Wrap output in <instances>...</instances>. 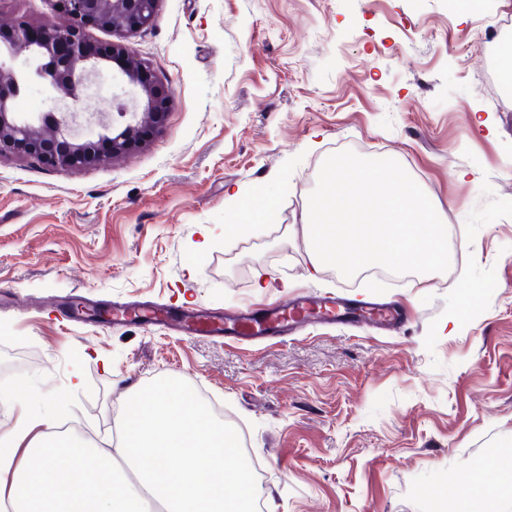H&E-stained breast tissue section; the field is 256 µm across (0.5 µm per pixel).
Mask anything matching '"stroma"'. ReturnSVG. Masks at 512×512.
<instances>
[{
  "label": "stroma",
  "mask_w": 512,
  "mask_h": 512,
  "mask_svg": "<svg viewBox=\"0 0 512 512\" xmlns=\"http://www.w3.org/2000/svg\"><path fill=\"white\" fill-rule=\"evenodd\" d=\"M508 21L512 0H160L124 39L171 93L158 133L72 171L0 157V289L22 297L0 305V431L35 413L110 451L131 392L176 379L244 428L260 512H434L441 490L445 512H512V95L478 46ZM117 94L139 111L104 69L82 108ZM343 150L422 184L449 272L312 271L303 216ZM307 290L411 319L227 344L56 312L74 297L221 313Z\"/></svg>",
  "instance_id": "1"
}]
</instances>
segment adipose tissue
<instances>
[{
	"mask_svg": "<svg viewBox=\"0 0 512 512\" xmlns=\"http://www.w3.org/2000/svg\"><path fill=\"white\" fill-rule=\"evenodd\" d=\"M137 413L121 410V446L111 454L60 440L27 416L0 434V512H247L248 469L229 451L223 425L208 420L178 381L137 393ZM41 463H17L19 451ZM76 464L59 480V454Z\"/></svg>",
	"mask_w": 512,
	"mask_h": 512,
	"instance_id": "adipose-tissue-1",
	"label": "adipose tissue"
}]
</instances>
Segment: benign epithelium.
<instances>
[{
  "instance_id": "1",
  "label": "benign epithelium",
  "mask_w": 512,
  "mask_h": 512,
  "mask_svg": "<svg viewBox=\"0 0 512 512\" xmlns=\"http://www.w3.org/2000/svg\"><path fill=\"white\" fill-rule=\"evenodd\" d=\"M59 21L36 28L24 16L0 25V156L26 155L55 170L66 171L103 163L127 155L163 126L170 109V94L145 62L131 60L121 42L97 44L87 38L90 27H103L119 35L138 32L154 24L159 0H54ZM36 61L33 70L13 66L18 49ZM115 63L129 84L142 96L141 115L118 134L104 133L97 140L80 141L71 135L81 102L99 65ZM49 84L62 107L39 116L41 131L21 121L14 102L32 81Z\"/></svg>"
}]
</instances>
